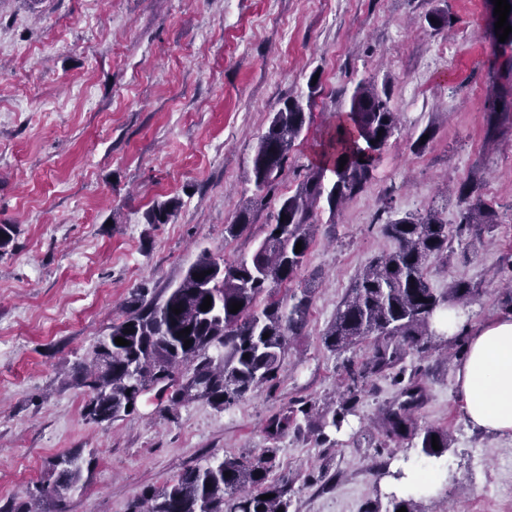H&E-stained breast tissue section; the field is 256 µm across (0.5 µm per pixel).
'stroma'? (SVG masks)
I'll list each match as a JSON object with an SVG mask.
<instances>
[{
  "label": "stroma",
  "instance_id": "35a3bbf8",
  "mask_svg": "<svg viewBox=\"0 0 512 512\" xmlns=\"http://www.w3.org/2000/svg\"><path fill=\"white\" fill-rule=\"evenodd\" d=\"M442 9L450 23L425 20ZM486 0H0V224H13L0 255V507L19 505L49 476L55 455L92 461L82 488L46 512H126L145 490L213 456L276 446L280 472L298 479L291 512H390L381 469L419 451L386 439L383 409L399 396L392 373L358 383L346 432L332 447L288 433L269 442L267 419L298 400L328 404L349 385L346 358L370 343L329 352L321 336L358 273L395 244L377 214L439 205L470 175L493 200L490 243L469 261L431 266L442 291L465 279L483 290L472 322L505 315L512 280V124L484 138L492 74ZM387 84L400 132L367 189L336 213L320 208L316 239L288 300L305 279L316 288L307 325L294 337L273 389L232 409L203 400L165 412L152 395L111 422L84 417L74 379L99 336L125 316L131 294L164 299L202 253L251 257L270 214L293 195L319 156L323 130L365 78ZM309 97L312 122L261 204L252 158L268 117L288 98ZM433 136L420 152L413 141ZM175 199L172 221L144 214ZM250 222L225 234L241 210ZM456 342L409 352L424 397L417 427L446 429L445 479L414 496L416 512H512V434L466 419L456 388Z\"/></svg>",
  "mask_w": 512,
  "mask_h": 512
}]
</instances>
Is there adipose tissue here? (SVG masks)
Instances as JSON below:
<instances>
[{
	"label": "adipose tissue",
	"mask_w": 512,
	"mask_h": 512,
	"mask_svg": "<svg viewBox=\"0 0 512 512\" xmlns=\"http://www.w3.org/2000/svg\"><path fill=\"white\" fill-rule=\"evenodd\" d=\"M438 331L468 336L467 352L456 372V386L470 423L512 433V315L472 325L457 306L438 313Z\"/></svg>",
	"instance_id": "obj_1"
}]
</instances>
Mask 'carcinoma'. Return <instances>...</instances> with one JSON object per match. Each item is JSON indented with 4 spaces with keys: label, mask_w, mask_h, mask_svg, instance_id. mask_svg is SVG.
<instances>
[{
    "label": "carcinoma",
    "mask_w": 512,
    "mask_h": 512,
    "mask_svg": "<svg viewBox=\"0 0 512 512\" xmlns=\"http://www.w3.org/2000/svg\"><path fill=\"white\" fill-rule=\"evenodd\" d=\"M486 108V138L492 140L499 127L512 120V113L504 94L488 100ZM310 120L311 113L299 98L283 101L272 113L252 160L255 203L263 202L261 193L280 176L288 151ZM398 131L399 119L390 106L387 86L378 85L372 77L361 80L350 97L349 110L339 113L336 123L325 131L322 161L309 169L297 192L270 215L267 234L251 258L227 262L203 254L164 300L148 301L141 293L132 294L125 318L98 340L90 363L75 370V379L88 396L85 419L102 423L131 415L150 391L168 408L204 400L227 410L246 395L274 386L292 337L306 326L315 279L292 295L287 306L275 298V287L293 280L302 269L314 242V217L320 203H326L333 218L342 204L363 192ZM343 156L347 157L344 165ZM479 189L475 176L458 187L459 222L454 237L442 212L434 208L385 223L395 249L374 258L354 279L322 334V343L331 352L341 353L368 340L372 354L365 363L349 367L353 386L339 408L314 422L317 442L325 443V428H340L352 412L358 380L397 367L410 351L426 352L440 335L434 327L437 312L450 304L466 306L478 294L466 280L437 291L429 283L428 268L434 261L450 258L455 240L464 257L478 253L482 228L496 223V211L481 198ZM176 208L172 200L159 202L146 213V223L168 224ZM299 241L302 250L297 253ZM204 271V278L193 277ZM208 296L211 307L203 311L200 306ZM421 297L425 301H419ZM234 303L242 307L232 313ZM175 308L181 313H174ZM187 327L190 333L180 334ZM117 337L129 345L115 344ZM187 340L191 341L188 348L184 347ZM421 393L416 376L410 375L400 390L404 400L386 410L383 428L391 439L421 438V453L438 461L448 451V432L437 427L419 429L410 422V411ZM311 413L312 405L305 402L272 416L265 425L267 438L275 441L292 427L301 430L297 415L308 419ZM434 435L437 450L432 448ZM275 459L274 448L258 455L207 459L183 470L161 489L146 490L129 505V512H289L294 479L270 477ZM84 465L79 453L56 455L49 462L53 482L34 484L29 496L36 501L61 498L62 492L82 483ZM266 494L271 498H264Z\"/></svg>",
    "instance_id": "obj_1"
}]
</instances>
